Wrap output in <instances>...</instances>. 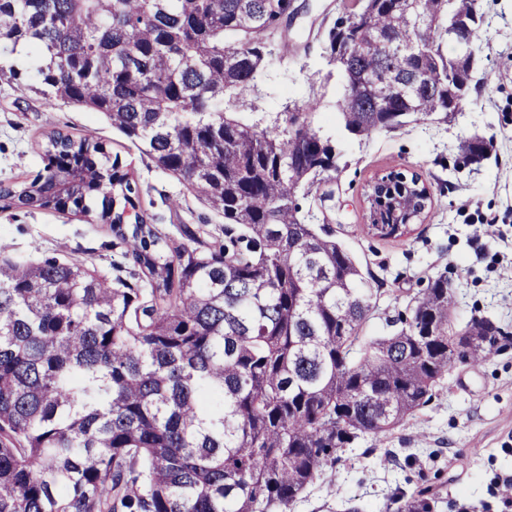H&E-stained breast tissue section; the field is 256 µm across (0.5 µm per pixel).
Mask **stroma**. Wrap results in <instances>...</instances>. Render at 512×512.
<instances>
[{
  "label": "stroma",
  "instance_id": "1",
  "mask_svg": "<svg viewBox=\"0 0 512 512\" xmlns=\"http://www.w3.org/2000/svg\"><path fill=\"white\" fill-rule=\"evenodd\" d=\"M302 12L288 28L297 50L291 63H266L257 93L234 109L246 123L273 126L285 106L316 91L314 116L336 150L338 171L318 181L308 198L320 223L369 272L378 309L365 335L386 332L387 320L447 273L456 291L454 320L488 317L505 336L492 362L454 364L431 401L381 443L365 440L326 471L287 512H344L347 501L379 512L394 495L423 490L435 512H512L503 489L512 482V0H480L487 21L476 43L469 109L452 122H412L364 140L344 127L337 104L345 92L341 71L323 55L317 32L336 18V0H299ZM61 132L106 144L131 169L148 224L169 246L188 225L208 244L223 240L224 219L185 182L154 167L102 114L73 104H49L38 94L0 81V184L36 174L50 135ZM490 140L488 159L466 161L462 140ZM392 170L417 173L432 193L426 219L404 236L368 233L371 182ZM110 225L97 215L75 217L44 210L0 209V258L17 261L74 256L112 274L121 253Z\"/></svg>",
  "mask_w": 512,
  "mask_h": 512
}]
</instances>
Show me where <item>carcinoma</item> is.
Wrapping results in <instances>:
<instances>
[{
	"instance_id": "1",
	"label": "carcinoma",
	"mask_w": 512,
	"mask_h": 512,
	"mask_svg": "<svg viewBox=\"0 0 512 512\" xmlns=\"http://www.w3.org/2000/svg\"><path fill=\"white\" fill-rule=\"evenodd\" d=\"M340 5L321 41L346 82L348 132L465 111L474 58L444 44L460 17L484 23L479 0H366L356 23ZM284 11L285 0H0V76L106 114L224 216V243L186 227L170 249L103 144L61 133L34 179L0 186L18 210L98 213L139 269L113 280L80 257L0 261V512H275L422 409L452 364L498 355L492 319L452 326L443 274L401 327L361 335L377 292L297 202L337 169L311 120L321 101L266 128L226 116L288 56ZM419 14L434 30L415 54ZM416 73L428 88L397 92ZM461 149L478 162L489 144ZM415 185L390 181L410 202Z\"/></svg>"
}]
</instances>
